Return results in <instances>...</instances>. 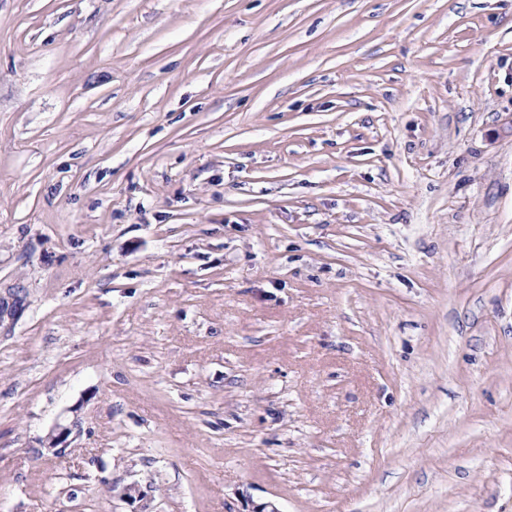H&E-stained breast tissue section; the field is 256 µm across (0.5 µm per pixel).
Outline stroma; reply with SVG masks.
Instances as JSON below:
<instances>
[{"label":"stroma","mask_w":512,"mask_h":512,"mask_svg":"<svg viewBox=\"0 0 512 512\" xmlns=\"http://www.w3.org/2000/svg\"><path fill=\"white\" fill-rule=\"evenodd\" d=\"M10 288L0 512H512V0H0Z\"/></svg>","instance_id":"1"}]
</instances>
